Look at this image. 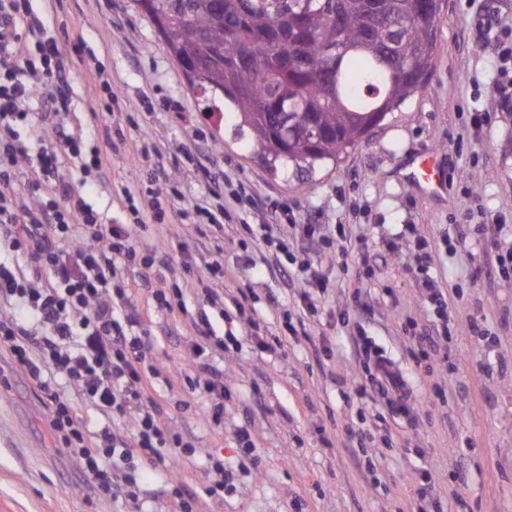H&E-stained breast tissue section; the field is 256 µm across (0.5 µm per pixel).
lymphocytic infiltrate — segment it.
I'll return each mask as SVG.
<instances>
[{
	"label": "lymphocytic infiltrate",
	"instance_id": "obj_1",
	"mask_svg": "<svg viewBox=\"0 0 512 512\" xmlns=\"http://www.w3.org/2000/svg\"><path fill=\"white\" fill-rule=\"evenodd\" d=\"M30 0H0V244L27 261L26 268L0 263V301L16 309L0 313V353L22 368L46 397L52 432L76 457L94 495L138 505L145 471H169L194 456L184 440L157 415L160 369L150 340L141 333L136 288H149L155 309L187 315L185 287L199 288L204 308L191 316L196 339L185 361L184 384L207 399L205 414L215 428L224 426V374L210 362L223 350L208 310H243L253 284L237 293L217 288L224 264H198L188 246L177 241L183 284L169 288L156 268V250L142 240L141 223L108 224L63 171L80 160L83 176L101 180L107 152L126 145L117 135L111 150L87 144L65 131L69 112V68L57 36L48 34L32 12ZM50 93H43V84ZM154 272L153 280L129 278V269ZM307 310L328 295L330 280L321 263L305 260L294 272ZM189 315V314H188ZM93 407L108 426L90 432L78 413ZM127 422L129 437L111 430ZM210 470L201 491L174 487L178 512H194L198 496L223 502L233 473L220 455H209Z\"/></svg>",
	"mask_w": 512,
	"mask_h": 512
}]
</instances>
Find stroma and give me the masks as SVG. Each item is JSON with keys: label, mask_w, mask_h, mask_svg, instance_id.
Instances as JSON below:
<instances>
[{"label": "stroma", "mask_w": 512, "mask_h": 512, "mask_svg": "<svg viewBox=\"0 0 512 512\" xmlns=\"http://www.w3.org/2000/svg\"><path fill=\"white\" fill-rule=\"evenodd\" d=\"M32 8L47 30L82 32L69 128L101 146L116 126L127 139H148L160 152V178L174 180L183 204L227 177L258 197V207L234 213L218 240L190 225L160 234L146 227L161 261L177 264L170 243L177 233L197 261L223 260L232 274L225 290L243 286L257 266L264 285L253 315L274 332L282 314L298 313L301 303L244 225L278 223L284 207L298 224L347 225L378 254L370 268L301 241L300 258L321 262L334 288L306 317L287 355L260 350L235 308L211 313L217 335L237 338L217 361L227 388L220 432L203 413L205 397L180 384L193 340L189 324L162 312L145 323L162 369L160 417L199 451L169 475L145 474L144 512H174V486L203 485L206 452L236 466V431L245 422L254 430L257 475L237 477L223 504L199 499L196 512H412L424 472L440 512H512V276L495 268L497 248L512 245V85L496 87L498 53L512 43V0H446L426 86L302 184L263 169L235 139L233 120L207 112L134 0L53 7L32 0ZM90 65L119 98L111 112L102 110L104 91L88 81ZM479 113L488 120L477 129ZM424 152L438 154L448 172L443 198L402 177L407 158ZM133 163L113 157L103 187L89 195L107 223L132 221L124 192L146 193L132 180ZM406 224L430 243L428 273L406 252L386 249ZM427 278L448 293V352L416 362L410 331L435 330ZM343 309L349 321L340 320ZM366 340L401 371L415 399L413 417L393 411L378 392L355 395L353 380L372 371L357 349ZM45 402L25 371L0 355V512H126L121 502L94 497L79 461L56 441ZM460 468L461 487L453 478Z\"/></svg>", "instance_id": "stroma-1"}]
</instances>
